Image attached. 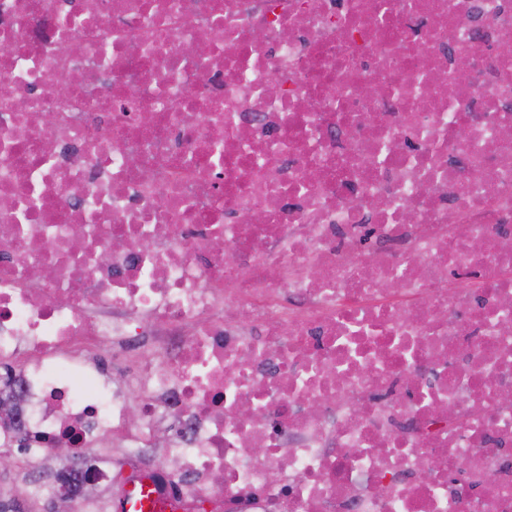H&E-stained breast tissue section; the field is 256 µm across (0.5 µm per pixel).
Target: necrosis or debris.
Segmentation results:
<instances>
[{
  "instance_id": "1",
  "label": "necrosis or debris",
  "mask_w": 512,
  "mask_h": 512,
  "mask_svg": "<svg viewBox=\"0 0 512 512\" xmlns=\"http://www.w3.org/2000/svg\"><path fill=\"white\" fill-rule=\"evenodd\" d=\"M506 44L512 0H0V451L82 450L70 512H512Z\"/></svg>"
}]
</instances>
